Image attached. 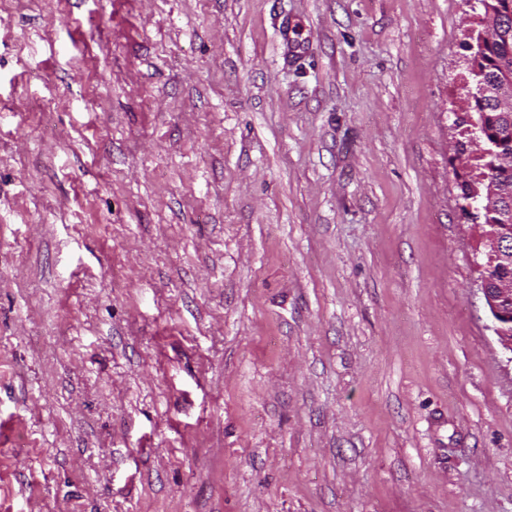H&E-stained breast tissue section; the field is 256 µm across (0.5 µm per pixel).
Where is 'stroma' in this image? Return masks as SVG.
Returning a JSON list of instances; mask_svg holds the SVG:
<instances>
[{
    "label": "stroma",
    "mask_w": 512,
    "mask_h": 512,
    "mask_svg": "<svg viewBox=\"0 0 512 512\" xmlns=\"http://www.w3.org/2000/svg\"><path fill=\"white\" fill-rule=\"evenodd\" d=\"M483 15L0 0V512H512Z\"/></svg>",
    "instance_id": "1"
}]
</instances>
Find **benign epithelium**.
<instances>
[{
  "instance_id": "7a95c632",
  "label": "benign epithelium",
  "mask_w": 512,
  "mask_h": 512,
  "mask_svg": "<svg viewBox=\"0 0 512 512\" xmlns=\"http://www.w3.org/2000/svg\"><path fill=\"white\" fill-rule=\"evenodd\" d=\"M484 7V29L478 33L471 59L475 91L468 95V103L479 111V118H470L472 128L469 145L479 149L488 159V173L478 181H466L467 193L473 202L474 221L490 218L488 225H480L484 250L475 261L479 271V287L493 319V331L501 346L512 352V250L504 240L512 236V182L498 177L502 171L512 170V150L491 140L485 132V113L480 107L491 101L498 105L502 119L512 121V67L500 64L494 78L485 77V56L498 42L512 38V29L502 24L512 6L505 0H481Z\"/></svg>"
}]
</instances>
